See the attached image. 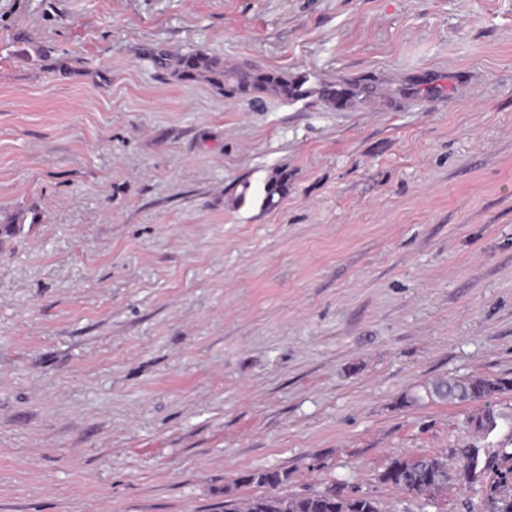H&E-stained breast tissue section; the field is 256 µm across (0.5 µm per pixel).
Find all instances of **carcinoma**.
I'll use <instances>...</instances> for the list:
<instances>
[{
	"mask_svg": "<svg viewBox=\"0 0 512 512\" xmlns=\"http://www.w3.org/2000/svg\"><path fill=\"white\" fill-rule=\"evenodd\" d=\"M191 60L192 76L227 95L275 91L293 99L301 94V82H290L276 72H261L249 65L226 71L223 63L202 52L193 54ZM511 392L512 378L449 377L433 380L425 387V395L416 393L410 402L418 403L425 397L432 401H470L476 409L468 417V425L486 436L503 425L512 429V415L492 404L496 396ZM474 451L475 446L466 443L446 454L399 455L389 460L379 481L427 505L436 504L457 486L480 484L484 488L481 512H512V489L507 487L512 482V448L500 446L476 470L470 467ZM489 473L495 479L486 484ZM248 481L270 492L250 499L242 507L231 504L225 512H382L374 495L362 491L345 494L334 485L316 493L283 495L279 487L288 482V473L278 470H257L248 475Z\"/></svg>",
	"mask_w": 512,
	"mask_h": 512,
	"instance_id": "cac0c4a2",
	"label": "carcinoma"
}]
</instances>
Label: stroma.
Returning <instances> with one entry per match:
<instances>
[{"label": "stroma", "instance_id": "1", "mask_svg": "<svg viewBox=\"0 0 512 512\" xmlns=\"http://www.w3.org/2000/svg\"><path fill=\"white\" fill-rule=\"evenodd\" d=\"M203 52L305 82L228 97ZM349 84L359 96L321 97ZM273 200H240L242 185ZM0 512H224L495 450L512 378V0H0ZM512 392V378H440L425 387V395L431 401H470L475 406L468 417V425L483 435L498 431L503 424L512 430V415L509 416L495 408L492 400L497 395ZM466 402V403H470ZM504 426V425H503ZM502 426V427H503Z\"/></svg>", "mask_w": 512, "mask_h": 512}]
</instances>
